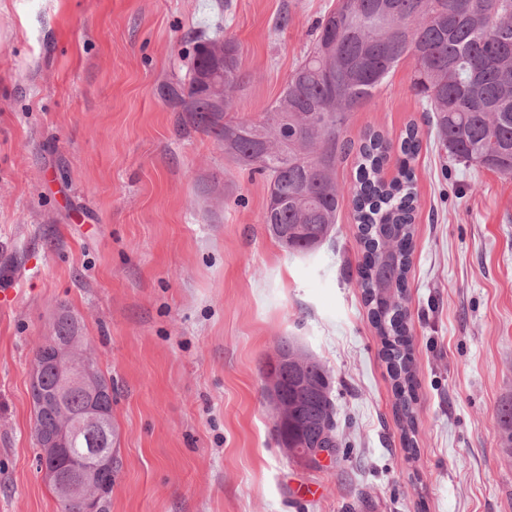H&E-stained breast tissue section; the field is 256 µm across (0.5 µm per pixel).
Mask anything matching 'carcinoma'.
<instances>
[{"mask_svg": "<svg viewBox=\"0 0 512 512\" xmlns=\"http://www.w3.org/2000/svg\"><path fill=\"white\" fill-rule=\"evenodd\" d=\"M209 44L196 41L189 71L163 85L161 97L182 125L224 144L234 163L266 178L263 224L288 253L309 255L329 241L349 196L364 250L356 285L383 343L403 441L412 454L417 382L405 302L415 232L412 164L422 141L414 124L395 144L379 132L367 134L358 149L355 182L345 189L336 179L337 164L350 150L344 130L351 113L374 98L396 67L409 63L412 90L423 111L435 113L437 138L450 156L511 180L512 0H337L316 23L315 38L280 96L258 119L229 105L223 119L212 114L199 79L211 65ZM222 78L224 95L234 98L244 75L239 46L231 39L224 40ZM258 150L265 160L254 166L249 158ZM393 156L397 174L387 180L383 170ZM49 339L75 344L73 363L88 367L91 376L86 386L63 395L55 415L38 416L36 433L80 417L91 388H112L71 317H58ZM55 357L49 346L33 360L48 392L59 382ZM278 376L281 395L298 416L286 428L273 426L275 442L286 437L313 445L324 431L336 433L331 378L318 359L308 356L302 368L295 361L282 366ZM497 421L502 449L512 453V400L499 406ZM115 437L112 424L88 423L74 434L61 463L86 450L110 462Z\"/></svg>", "mask_w": 512, "mask_h": 512, "instance_id": "carcinoma-1", "label": "carcinoma"}]
</instances>
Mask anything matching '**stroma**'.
I'll return each instance as SVG.
<instances>
[{"instance_id": "stroma-1", "label": "stroma", "mask_w": 512, "mask_h": 512, "mask_svg": "<svg viewBox=\"0 0 512 512\" xmlns=\"http://www.w3.org/2000/svg\"><path fill=\"white\" fill-rule=\"evenodd\" d=\"M336 0H0V512H60L36 463L29 379L60 313L112 381L110 512H512L496 412L512 400V179L452 160L410 64L353 112L352 145L416 124L408 274L415 453L335 243L288 254L265 180L159 96L199 36L233 39L258 118ZM295 337L332 379L340 455L285 458L260 372Z\"/></svg>"}]
</instances>
